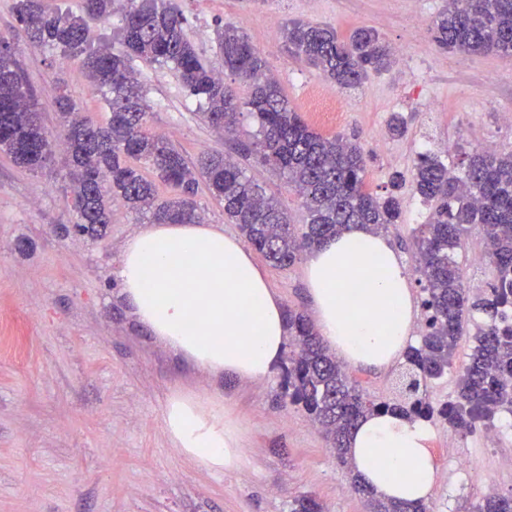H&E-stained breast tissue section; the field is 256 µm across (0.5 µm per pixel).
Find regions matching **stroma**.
<instances>
[{
  "label": "stroma",
  "instance_id": "obj_1",
  "mask_svg": "<svg viewBox=\"0 0 512 512\" xmlns=\"http://www.w3.org/2000/svg\"><path fill=\"white\" fill-rule=\"evenodd\" d=\"M0 0V35L13 39L17 59L37 100L44 126L56 132L57 100L67 91L84 115L105 124L109 108L78 62L29 41ZM445 0H175L185 34L202 60L221 68L218 26L242 29L268 62L267 74L316 132L358 134L366 157L365 183L374 195H397L401 218L388 239L404 266L414 298V231L433 205L415 194L418 153L452 142L443 160L464 166L485 140L512 151V55H477L439 48L418 35ZM291 20L325 23L346 37L377 30L403 56L354 90H343L283 46ZM151 109L146 127L194 163L228 153L223 134L205 123L197 103L169 67L141 68ZM335 99L332 120L310 112L312 92ZM401 117L405 131L377 148L374 134ZM61 158L29 171L0 153V512H289L310 496L323 512H365L363 500L309 417L284 387L283 370L261 380L214 375L193 364L140 325L113 275L125 241L142 229L122 204L110 224L76 228ZM285 307L311 313L305 263L285 269L258 258ZM469 322L447 375L428 386L433 406L454 400L458 375L474 345ZM404 367L347 371L373 398L393 399ZM223 404L240 424L243 463L217 472L176 448L164 425L174 389ZM431 447L439 472L431 512H474L489 489L512 490V415L495 418V447L483 429L461 433L433 417ZM468 468L459 469L457 460Z\"/></svg>",
  "mask_w": 512,
  "mask_h": 512
}]
</instances>
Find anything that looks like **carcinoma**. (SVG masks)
I'll return each instance as SVG.
<instances>
[{
    "mask_svg": "<svg viewBox=\"0 0 512 512\" xmlns=\"http://www.w3.org/2000/svg\"><path fill=\"white\" fill-rule=\"evenodd\" d=\"M13 10L30 41L80 61L110 110L107 124L98 126L79 117L82 106L70 94L58 99L78 229L112 223L114 201L150 215L151 224L198 223L195 196L202 182L247 242L271 265L286 268L352 224L382 234L399 219L397 197H377L366 189L360 145L310 128L279 84L266 75L261 52L239 28H219L216 38L224 70L251 82L244 103L199 58L185 35V18L171 0H78L75 11L51 10L44 0H16ZM116 13L121 23L113 36L125 46L121 54L94 41L87 24L89 18L107 19ZM429 31L444 49L511 53L512 0H446ZM283 38L293 56L321 69L341 88L356 87L369 73H381L394 63L391 47L368 28L341 40L328 25L290 21ZM135 61L175 69L183 89L203 108V119L227 136L238 134L240 109L249 108L257 129L237 140L234 150L279 173L298 192L307 212L303 232H296L287 211L233 158L205 154L194 168L146 130L148 105L134 77ZM55 148L18 65L16 47L1 35L0 153L36 171L51 161ZM159 182L172 186L175 196L159 199ZM413 187L435 209L415 229L427 330L421 344L406 354L417 377L412 394L374 399L350 378L310 320L301 312H287L294 346L288 357L290 397L346 466L350 437L368 415L391 411L429 419L437 414L454 429L470 433L500 411L512 414V153L475 151L459 176L438 157L421 153L414 164ZM474 228L479 229L477 243L487 245L490 276L486 288L475 295L459 262V251ZM475 313L484 315L486 323L475 334L456 399L436 411L420 382L437 379L452 366L458 341ZM352 485L367 499L369 512H426L422 503L378 497L356 477ZM476 512H512V493L486 496Z\"/></svg>",
    "mask_w": 512,
    "mask_h": 512,
    "instance_id": "carcinoma-1",
    "label": "carcinoma"
}]
</instances>
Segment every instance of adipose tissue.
<instances>
[{
	"instance_id": "ef3b65f1",
	"label": "adipose tissue",
	"mask_w": 512,
	"mask_h": 512,
	"mask_svg": "<svg viewBox=\"0 0 512 512\" xmlns=\"http://www.w3.org/2000/svg\"><path fill=\"white\" fill-rule=\"evenodd\" d=\"M305 274L317 331L339 358L384 369L413 344L409 279L384 237L352 226L307 254ZM115 275L137 321L197 366L260 380L282 361L283 302L223 226L146 225L123 245ZM164 424L194 460L240 467V430L221 403L173 390ZM433 433L397 413L367 417L351 437V462L376 494L426 501L438 473Z\"/></svg>"
}]
</instances>
